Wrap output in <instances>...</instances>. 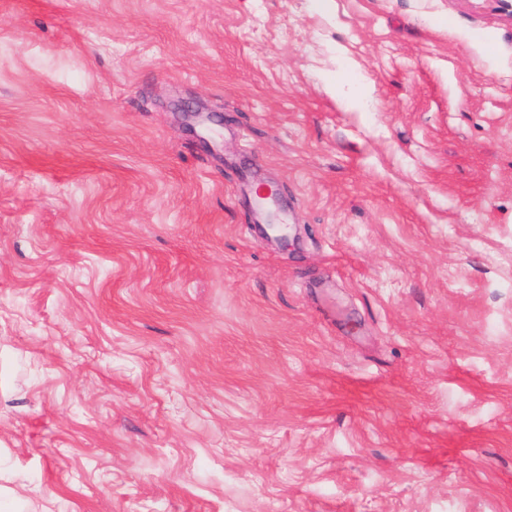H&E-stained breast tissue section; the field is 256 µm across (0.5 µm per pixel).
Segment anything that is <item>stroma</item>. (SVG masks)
I'll list each match as a JSON object with an SVG mask.
<instances>
[{"instance_id": "obj_1", "label": "stroma", "mask_w": 512, "mask_h": 512, "mask_svg": "<svg viewBox=\"0 0 512 512\" xmlns=\"http://www.w3.org/2000/svg\"><path fill=\"white\" fill-rule=\"evenodd\" d=\"M0 490L512 512L496 0H0ZM258 199L255 200L256 210L264 214L265 224L267 226L266 234L270 238L276 239L284 246H288L290 239V225L283 222L282 212L276 207L278 193L271 188H261L258 191Z\"/></svg>"}]
</instances>
